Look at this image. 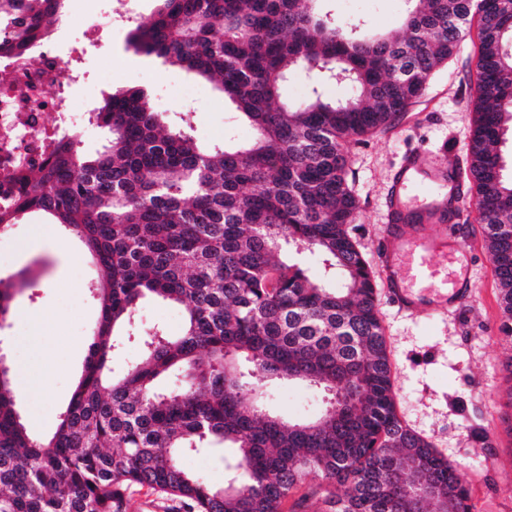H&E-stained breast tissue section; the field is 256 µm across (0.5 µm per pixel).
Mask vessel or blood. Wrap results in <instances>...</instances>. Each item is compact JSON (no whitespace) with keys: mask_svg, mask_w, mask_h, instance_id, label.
Instances as JSON below:
<instances>
[{"mask_svg":"<svg viewBox=\"0 0 512 512\" xmlns=\"http://www.w3.org/2000/svg\"><path fill=\"white\" fill-rule=\"evenodd\" d=\"M429 163L422 151L406 154L388 190L393 220H400L410 204L408 191L417 175ZM439 244L425 238H405L390 232L381 247L379 270L387 294L402 310L413 311L420 296L436 294L451 300L467 291V276L455 268L438 270L431 258Z\"/></svg>","mask_w":512,"mask_h":512,"instance_id":"obj_1","label":"vessel or blood"}]
</instances>
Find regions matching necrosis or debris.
I'll return each instance as SVG.
<instances>
[{
	"label": "necrosis or debris",
	"mask_w": 512,
	"mask_h": 512,
	"mask_svg": "<svg viewBox=\"0 0 512 512\" xmlns=\"http://www.w3.org/2000/svg\"><path fill=\"white\" fill-rule=\"evenodd\" d=\"M94 94L58 43L0 58V204L19 195L59 141L91 129Z\"/></svg>",
	"instance_id": "necrosis-or-debris-1"
}]
</instances>
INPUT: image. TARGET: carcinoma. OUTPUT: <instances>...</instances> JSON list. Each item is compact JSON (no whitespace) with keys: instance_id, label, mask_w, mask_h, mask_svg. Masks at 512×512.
<instances>
[{"instance_id":"carcinoma-1","label":"carcinoma","mask_w":512,"mask_h":512,"mask_svg":"<svg viewBox=\"0 0 512 512\" xmlns=\"http://www.w3.org/2000/svg\"><path fill=\"white\" fill-rule=\"evenodd\" d=\"M128 45L212 82L253 137L205 145L143 89L105 92L91 112L108 133L95 153L60 143L0 212V232L37 214L85 246L99 317L80 380L45 438L29 435L3 365L0 512H129L134 486L183 512H282L316 484L329 512H426L444 498L472 512L458 468L396 412L372 273L351 227L358 200L349 145L383 131L478 20V78L466 166L472 202L512 335V0H407L398 30L371 34L323 0H158ZM65 0H0V51L50 35ZM309 77L299 100L286 94ZM330 83L346 97L326 94ZM317 259L309 274L304 259ZM28 273L0 281V320ZM148 299L184 309L171 336H137L140 358L112 356ZM174 377L180 385H162ZM321 396L313 420L266 409L270 388ZM221 448L224 487L183 458Z\"/></svg>"}]
</instances>
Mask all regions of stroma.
<instances>
[{
	"label": "stroma",
	"mask_w": 512,
	"mask_h": 512,
	"mask_svg": "<svg viewBox=\"0 0 512 512\" xmlns=\"http://www.w3.org/2000/svg\"><path fill=\"white\" fill-rule=\"evenodd\" d=\"M343 18H358L369 29L399 27L405 0H327ZM120 29L87 47L80 60L88 82L108 76L110 90H147L157 111L191 117L193 134L203 142L227 137L248 139V125L211 84L184 70L151 61L127 45ZM479 35L469 38L439 64L423 95L394 128L364 137L349 151L348 180L359 209L352 234L369 264H376L386 234L387 189L407 148L423 147L435 167L464 164L473 116L470 86L476 77ZM458 237L468 243L460 260L469 269V297L434 310L409 315L379 293V316L392 367L397 412L412 430L430 442L463 473L473 512H512V338L500 330L498 283L483 229L473 207L453 217ZM11 259L0 279L30 271L35 285L18 295L13 313L0 330V353L8 365L37 364L46 389L33 395L18 373L9 378L19 411L36 437L48 436L68 403L97 318L89 286L96 277L81 242L57 224L31 219L0 236ZM273 406L291 418L316 416L321 403L301 386H282ZM487 440H478L476 429Z\"/></svg>",
	"instance_id": "35a3bbf8"
}]
</instances>
